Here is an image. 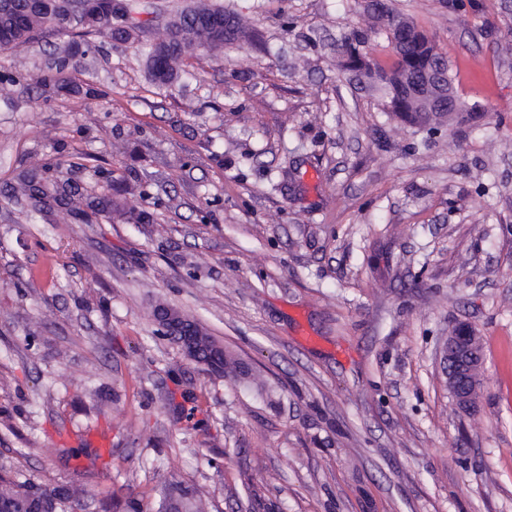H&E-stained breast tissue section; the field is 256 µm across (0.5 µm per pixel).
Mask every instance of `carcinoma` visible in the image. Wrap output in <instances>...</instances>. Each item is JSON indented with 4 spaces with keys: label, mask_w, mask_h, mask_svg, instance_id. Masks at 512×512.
Returning a JSON list of instances; mask_svg holds the SVG:
<instances>
[{
    "label": "carcinoma",
    "mask_w": 512,
    "mask_h": 512,
    "mask_svg": "<svg viewBox=\"0 0 512 512\" xmlns=\"http://www.w3.org/2000/svg\"><path fill=\"white\" fill-rule=\"evenodd\" d=\"M378 0H368L367 12L374 24L369 28L352 27L341 33L336 40V66L351 72L369 76L372 88L380 93L383 111L403 123L418 129L433 130L428 120L415 114L408 99V87L426 76H434L438 82L453 87L452 69L448 60L436 51L428 35L413 20L391 6L382 15L375 14ZM236 15L232 6L218 3H199L182 11L178 16V33L166 45L150 46L147 67L151 79L158 84H170L178 79L184 61L200 54L211 56L223 50L224 37L206 28L196 26L201 17ZM47 28L46 19L29 0H0V42L13 38L29 40ZM388 32V47L392 61L383 64L371 57L377 50L376 39L380 32ZM76 34L83 37L105 34L114 38L130 36V30L112 25L108 14H91L87 22L78 27ZM20 189L29 199L42 202L47 196L43 178L35 171H24L18 176ZM96 214L112 215L127 211L139 224H149L152 215L139 210L133 204L121 205L109 195L96 196L87 202ZM194 326L195 351L186 355L207 371L244 383L251 377V368L232 351L225 349L210 336L205 328L190 320ZM101 458L100 449L92 447L86 436H77V446L68 449L66 464L76 470L89 471ZM83 512L84 492L70 485H46L37 483L19 472L0 473V512ZM158 512H198L194 492L178 484L164 486Z\"/></svg>",
    "instance_id": "1"
}]
</instances>
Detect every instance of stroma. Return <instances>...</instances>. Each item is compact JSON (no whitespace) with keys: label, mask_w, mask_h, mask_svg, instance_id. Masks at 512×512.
<instances>
[{"label":"stroma","mask_w":512,"mask_h":512,"mask_svg":"<svg viewBox=\"0 0 512 512\" xmlns=\"http://www.w3.org/2000/svg\"><path fill=\"white\" fill-rule=\"evenodd\" d=\"M137 37L92 36L66 90L38 88L73 34L0 49V465L156 512H512V7L396 0L483 116L435 133L387 117L336 69L365 0H233L257 39L147 73L158 21L195 0H132ZM74 163L75 202L139 185L149 224H78L16 190ZM164 303L253 369L216 378L159 337ZM485 347L474 414L440 349ZM120 399H113V392ZM202 408L176 422L183 393ZM108 433L92 477L65 434ZM158 512H198L194 492L178 484L165 485Z\"/></svg>","instance_id":"stroma-1"}]
</instances>
